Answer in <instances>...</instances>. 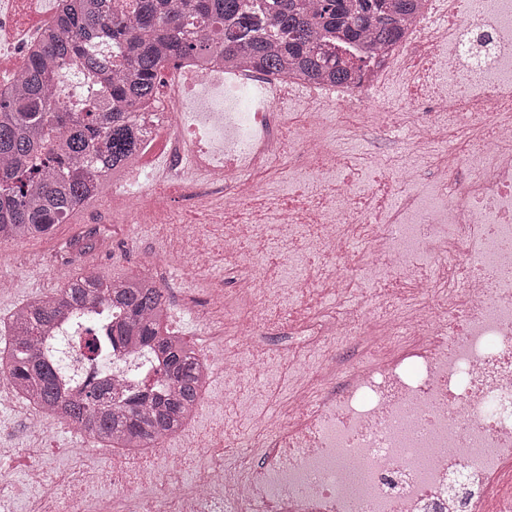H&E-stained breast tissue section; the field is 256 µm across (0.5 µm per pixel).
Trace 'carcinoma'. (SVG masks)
Instances as JSON below:
<instances>
[{
    "instance_id": "carcinoma-1",
    "label": "carcinoma",
    "mask_w": 512,
    "mask_h": 512,
    "mask_svg": "<svg viewBox=\"0 0 512 512\" xmlns=\"http://www.w3.org/2000/svg\"><path fill=\"white\" fill-rule=\"evenodd\" d=\"M25 56L18 79L0 85V240L48 235L86 203L104 181L135 159L139 135L128 114L156 98L159 68L192 56L205 63L253 65L262 72H289L303 81L349 83L362 59L343 54L348 41L374 50L414 21L422 0H265L256 13L249 0H62ZM209 31L193 37L188 28ZM117 44V58L92 53ZM94 74L110 86L114 107L66 104L68 75ZM99 306L123 311L108 332L90 322ZM167 298L143 274L104 280L77 272L60 292L31 299L12 318L11 350L0 354L20 396L49 419H62L100 443L129 450L150 448L178 432L196 404L202 384L196 350L164 326ZM73 322L74 343L93 363L120 344L146 345L162 360L154 392L143 390L123 405L112 404L105 377L79 392L62 379L61 361L43 352L47 335Z\"/></svg>"
}]
</instances>
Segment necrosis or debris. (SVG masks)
I'll return each mask as SVG.
<instances>
[{
    "label": "necrosis or debris",
    "instance_id": "1",
    "mask_svg": "<svg viewBox=\"0 0 512 512\" xmlns=\"http://www.w3.org/2000/svg\"><path fill=\"white\" fill-rule=\"evenodd\" d=\"M423 53V92L375 103ZM296 96L306 106L279 134L275 114ZM136 123L142 160L106 206L123 240L160 224L180 244L149 273L172 331L196 326L201 407L233 397L236 431L212 443L184 424L173 462L161 441L113 449L86 473L111 482L108 507L31 466L33 512H512L498 497L512 483V0H424L350 85L171 64ZM396 132L403 155L356 190L355 143ZM287 142L293 191L280 198L264 177ZM216 257L240 272L233 293L211 278ZM304 282L330 306L298 323L289 303ZM280 333L294 338L292 371L272 412L273 375L249 356ZM70 334L60 326L46 347L76 358L73 387L110 373L120 404L157 370L147 347L86 363ZM355 336L382 352L337 373Z\"/></svg>",
    "mask_w": 512,
    "mask_h": 512
}]
</instances>
